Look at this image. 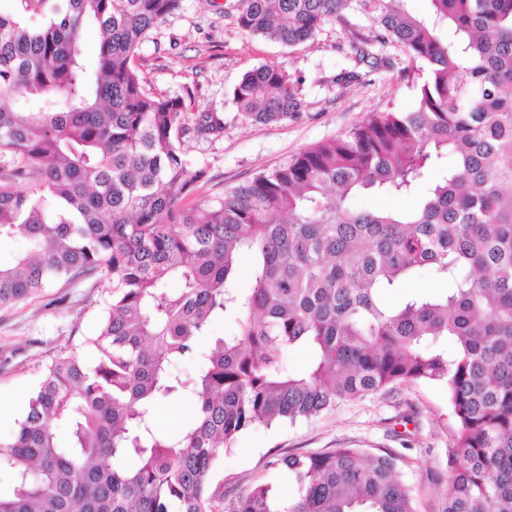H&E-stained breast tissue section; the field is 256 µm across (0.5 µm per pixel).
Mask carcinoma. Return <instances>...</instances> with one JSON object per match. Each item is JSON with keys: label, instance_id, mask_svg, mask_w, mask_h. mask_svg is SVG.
Returning a JSON list of instances; mask_svg holds the SVG:
<instances>
[{"label": "carcinoma", "instance_id": "1", "mask_svg": "<svg viewBox=\"0 0 512 512\" xmlns=\"http://www.w3.org/2000/svg\"><path fill=\"white\" fill-rule=\"evenodd\" d=\"M33 1L46 14L37 29L0 11V92L14 96L0 105V155L15 164L0 173V241L18 240L0 258V307L99 270L112 299L86 339L95 364L54 359L0 438L13 477L0 512H416L392 454L291 456V498L257 482L228 508L211 472L254 425L418 382L446 389L457 423L442 512H512V0H426L421 14L407 0H235L242 30L288 47L365 19L355 64L396 43L421 77L411 111L377 112L194 208L182 202L206 172L189 168L184 138L220 135L224 116L201 112L189 128L184 100L147 89L134 67L180 0L24 8ZM86 24L101 32L90 59ZM232 99L257 123L304 109L274 64L246 72ZM367 191L413 204L354 207ZM424 267L442 292L382 302ZM226 319L235 331L213 335ZM297 346L312 363L292 375ZM182 397L188 425L151 424L157 403Z\"/></svg>", "mask_w": 512, "mask_h": 512}]
</instances>
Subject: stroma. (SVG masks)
Instances as JSON below:
<instances>
[{"label":"stroma","mask_w":512,"mask_h":512,"mask_svg":"<svg viewBox=\"0 0 512 512\" xmlns=\"http://www.w3.org/2000/svg\"><path fill=\"white\" fill-rule=\"evenodd\" d=\"M224 3L181 0L179 10L150 31L135 60L151 91L184 98L190 115L224 116L222 136L185 138L191 167L206 172L186 207L222 199L231 188L341 135L370 113L412 110L418 72L401 47H375L383 63L374 68L350 60L353 35L369 34L368 21L358 20L351 28L335 20L315 40L286 47L243 32L233 15L225 14ZM263 64L280 66L300 82L305 110L299 118L262 124L241 117L232 90L247 71ZM351 66L359 79L337 81V74ZM111 291L110 277L96 272L58 280L44 293L0 308V437L14 431L52 359L74 351L93 364L94 352L83 341L95 335ZM454 430L444 389L422 382L407 385L342 403L309 419L252 427L221 452L212 482L223 487L228 502L257 481L284 497L293 484L279 464L281 458L358 448L370 457L397 456L418 512H440Z\"/></svg>","instance_id":"35a3bbf8"}]
</instances>
